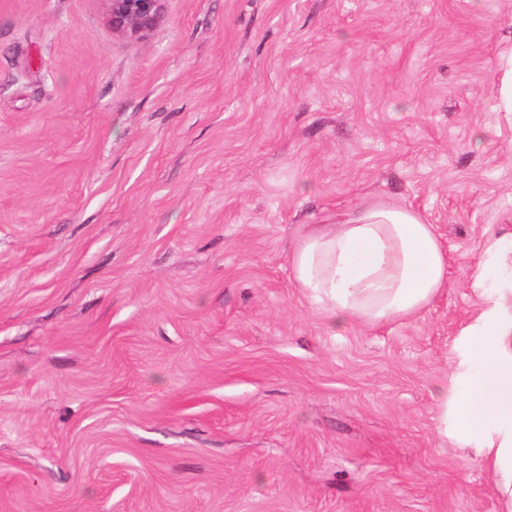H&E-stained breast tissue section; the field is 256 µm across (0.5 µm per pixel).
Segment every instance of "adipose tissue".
Here are the masks:
<instances>
[{"mask_svg":"<svg viewBox=\"0 0 512 512\" xmlns=\"http://www.w3.org/2000/svg\"><path fill=\"white\" fill-rule=\"evenodd\" d=\"M471 286L481 307L461 334L466 368L461 383L440 389V410H452L464 446L477 449L512 512V317L498 285L512 280V233L493 241ZM291 263L300 288L333 324L410 317L427 306L447 280L448 259L432 225L415 211L364 202L330 224H313L296 243Z\"/></svg>","mask_w":512,"mask_h":512,"instance_id":"adipose-tissue-1","label":"adipose tissue"}]
</instances>
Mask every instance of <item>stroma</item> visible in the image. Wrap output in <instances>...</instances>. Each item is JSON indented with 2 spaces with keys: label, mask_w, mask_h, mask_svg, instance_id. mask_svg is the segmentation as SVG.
Returning a JSON list of instances; mask_svg holds the SVG:
<instances>
[{
  "label": "stroma",
  "mask_w": 512,
  "mask_h": 512,
  "mask_svg": "<svg viewBox=\"0 0 512 512\" xmlns=\"http://www.w3.org/2000/svg\"><path fill=\"white\" fill-rule=\"evenodd\" d=\"M512 0H0V512H503L437 431L512 229ZM373 200L448 256L346 327L294 279ZM113 33L142 39L158 24L166 0H103Z\"/></svg>",
  "instance_id": "35a3bbf8"
}]
</instances>
